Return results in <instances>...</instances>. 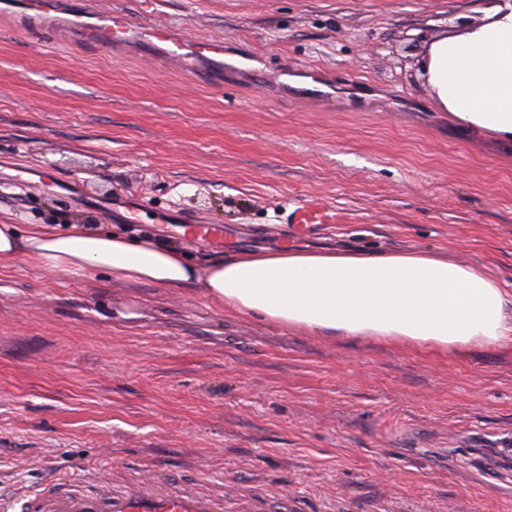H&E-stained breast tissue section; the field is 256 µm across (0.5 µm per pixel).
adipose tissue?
I'll return each mask as SVG.
<instances>
[{
    "mask_svg": "<svg viewBox=\"0 0 512 512\" xmlns=\"http://www.w3.org/2000/svg\"><path fill=\"white\" fill-rule=\"evenodd\" d=\"M420 73L438 107L512 140V0L426 41ZM25 258L51 272L192 288L207 299L330 338L396 337L432 348L512 338V289L483 268L424 251H227L195 264L152 239L80 224H0V269Z\"/></svg>",
    "mask_w": 512,
    "mask_h": 512,
    "instance_id": "1",
    "label": "adipose tissue"
}]
</instances>
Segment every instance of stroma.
<instances>
[{
    "label": "stroma",
    "instance_id": "1",
    "mask_svg": "<svg viewBox=\"0 0 512 512\" xmlns=\"http://www.w3.org/2000/svg\"><path fill=\"white\" fill-rule=\"evenodd\" d=\"M488 0H155L224 80L0 24V219L222 249L413 248L512 286V141L436 106L410 38ZM336 214L297 235L284 211ZM219 225L217 247L184 237ZM100 467L224 512H512V341L331 339L189 288L0 270V487Z\"/></svg>",
    "mask_w": 512,
    "mask_h": 512
}]
</instances>
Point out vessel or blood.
<instances>
[{
  "label": "vessel or blood",
  "mask_w": 512,
  "mask_h": 512,
  "mask_svg": "<svg viewBox=\"0 0 512 512\" xmlns=\"http://www.w3.org/2000/svg\"><path fill=\"white\" fill-rule=\"evenodd\" d=\"M0 15L24 19L27 32L56 36L65 31L72 40L108 51L137 38L155 60L181 65L201 60L214 76L224 72L223 40L190 41L173 35L162 21L106 14L92 7L91 0H0ZM0 512H224V499L204 491L136 482L115 488L87 469L75 479L59 478L32 492L0 496Z\"/></svg>",
  "instance_id": "b4317fda"
}]
</instances>
